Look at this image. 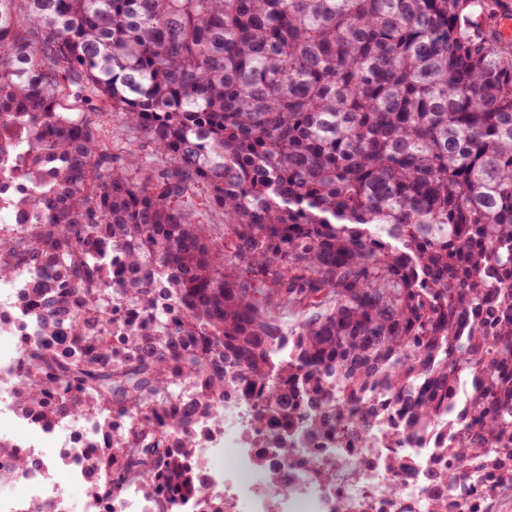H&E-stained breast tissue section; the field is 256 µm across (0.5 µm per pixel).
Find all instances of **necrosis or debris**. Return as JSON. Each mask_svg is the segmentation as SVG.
Returning a JSON list of instances; mask_svg holds the SVG:
<instances>
[{
  "label": "necrosis or debris",
  "mask_w": 512,
  "mask_h": 512,
  "mask_svg": "<svg viewBox=\"0 0 512 512\" xmlns=\"http://www.w3.org/2000/svg\"><path fill=\"white\" fill-rule=\"evenodd\" d=\"M246 409L233 395L224 399V423L214 428L208 419L198 420L193 431L203 455L213 464L201 479L209 491L223 494L225 512H335L338 501H346L349 512H430L429 495L417 478L393 471L391 459L405 455L416 460L423 471H435L446 463L441 438L429 434L418 439L404 438L389 445L383 435L373 442L337 456L328 470L330 481L316 484L305 477L306 454L282 461L256 441L246 440L243 426ZM58 438L65 461L67 480L92 483L98 473L87 470L85 458L99 440L92 426L61 434L59 426L43 428L41 435H9L16 447L25 449L36 464L20 483L23 497L0 498V512H19L24 499L46 503L50 512H70L68 498L58 474L38 451L41 439ZM295 477L290 493L280 491L283 474ZM504 468L491 466L479 473H453L442 492L451 505L449 512H512V482L503 478ZM398 486L391 494L390 486Z\"/></svg>",
  "instance_id": "1"
}]
</instances>
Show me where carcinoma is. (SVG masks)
Here are the masks:
<instances>
[{
	"mask_svg": "<svg viewBox=\"0 0 512 512\" xmlns=\"http://www.w3.org/2000/svg\"><path fill=\"white\" fill-rule=\"evenodd\" d=\"M499 2L0 0L12 397L111 432L86 459L102 512L131 484L224 512L188 427L228 391L285 461L300 428L327 438L313 470L388 424L445 434L457 471L512 458ZM30 467L0 442V483ZM20 284H0V307L11 317L24 311V291Z\"/></svg>",
	"mask_w": 512,
	"mask_h": 512,
	"instance_id": "carcinoma-1",
	"label": "carcinoma"
}]
</instances>
